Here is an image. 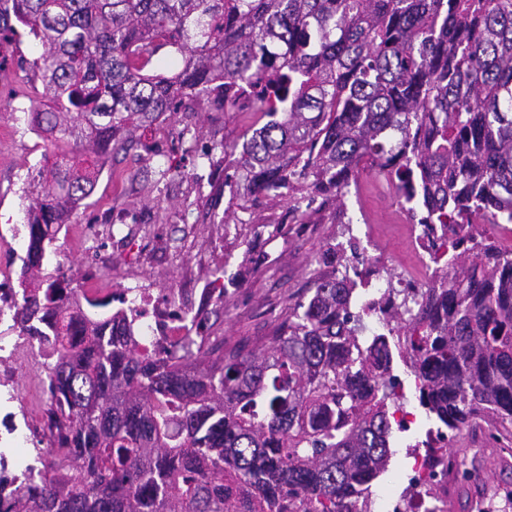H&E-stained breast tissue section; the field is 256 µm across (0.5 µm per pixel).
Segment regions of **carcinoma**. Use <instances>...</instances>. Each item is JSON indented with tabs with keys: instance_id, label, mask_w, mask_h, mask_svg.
Here are the masks:
<instances>
[{
	"instance_id": "1",
	"label": "carcinoma",
	"mask_w": 512,
	"mask_h": 512,
	"mask_svg": "<svg viewBox=\"0 0 512 512\" xmlns=\"http://www.w3.org/2000/svg\"><path fill=\"white\" fill-rule=\"evenodd\" d=\"M29 28L43 101L31 130L54 146L27 209L18 310L51 340V458L15 512H362L392 458L393 354L427 418L454 435L484 422L512 440V250L481 224H512V0H0V34ZM168 45L170 75L146 67ZM247 97L266 122L242 146L252 194L340 197L359 163L453 224L448 270L415 312L353 311L342 268L290 299L260 351L189 336L176 360L136 351V322L94 317L41 270L55 225L94 191L133 133L185 100ZM382 332L364 336V317ZM397 351H392V343Z\"/></svg>"
}]
</instances>
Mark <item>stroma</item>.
I'll return each mask as SVG.
<instances>
[{
    "label": "stroma",
    "instance_id": "stroma-1",
    "mask_svg": "<svg viewBox=\"0 0 512 512\" xmlns=\"http://www.w3.org/2000/svg\"><path fill=\"white\" fill-rule=\"evenodd\" d=\"M37 55L28 31L0 40L2 228L25 225L30 185L51 151L27 121L43 91L29 68ZM262 124L253 110L219 112L198 100L138 129L134 149L106 163L68 240L50 246L36 280L61 270L82 288L91 262L101 287L119 292L143 283L165 293L184 275L207 285L223 271L236 284L209 308L207 322L210 336L231 346L269 334L289 298L308 288L317 252L341 225H352L382 272L399 274L411 260L401 199L369 165L342 199L319 196L301 217L284 194L231 197L224 179Z\"/></svg>",
    "mask_w": 512,
    "mask_h": 512
}]
</instances>
